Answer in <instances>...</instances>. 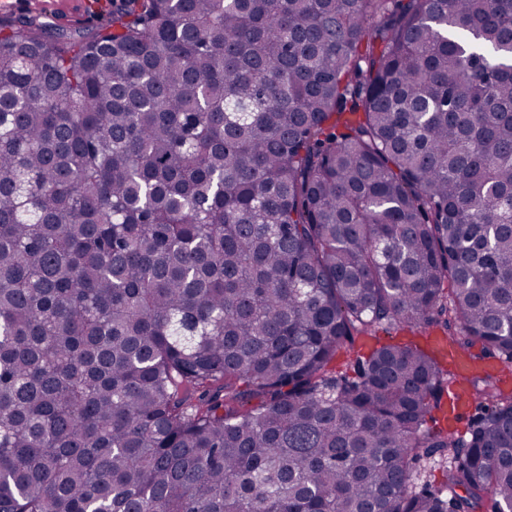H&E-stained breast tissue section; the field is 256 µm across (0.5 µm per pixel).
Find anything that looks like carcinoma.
<instances>
[{"label":"carcinoma","instance_id":"obj_1","mask_svg":"<svg viewBox=\"0 0 512 512\" xmlns=\"http://www.w3.org/2000/svg\"><path fill=\"white\" fill-rule=\"evenodd\" d=\"M379 327L512 364V0L0 20V512H512Z\"/></svg>","mask_w":512,"mask_h":512}]
</instances>
